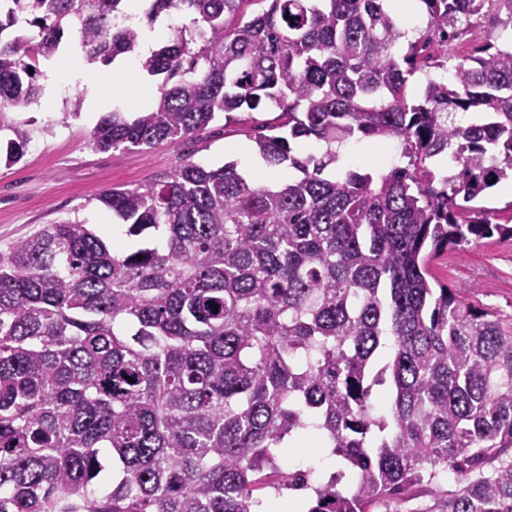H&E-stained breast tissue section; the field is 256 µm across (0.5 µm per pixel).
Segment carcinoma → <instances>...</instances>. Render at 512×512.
I'll list each match as a JSON object with an SVG mask.
<instances>
[{
  "instance_id": "cac0c4a2",
  "label": "carcinoma",
  "mask_w": 512,
  "mask_h": 512,
  "mask_svg": "<svg viewBox=\"0 0 512 512\" xmlns=\"http://www.w3.org/2000/svg\"><path fill=\"white\" fill-rule=\"evenodd\" d=\"M251 2L151 0L148 24L175 10L192 28L143 61L164 76L154 104L112 110L92 141L151 147L273 104L288 132L254 152L295 174L187 162L99 195L147 244L63 221L0 251V512H254L258 491L271 512H405L419 486L411 512H512V335L427 266L512 236L470 205L512 181V45L474 48L414 98L409 78L485 0H416L415 40L393 0ZM128 3L0 0V111L40 96L73 21L88 63L131 52L142 29L112 27ZM12 133L9 164L30 140ZM353 139L395 140L406 164L344 170ZM443 154L461 169L436 190ZM306 442L339 469L284 470Z\"/></svg>"
}]
</instances>
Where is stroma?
<instances>
[{
  "mask_svg": "<svg viewBox=\"0 0 512 512\" xmlns=\"http://www.w3.org/2000/svg\"><path fill=\"white\" fill-rule=\"evenodd\" d=\"M496 13L493 0H486L482 20L464 23L456 52L471 51L487 41L507 42L512 36L492 22ZM62 56L84 74V85L68 94L42 93L21 113H0V157L11 137L10 123L25 120L31 132L19 162L8 166L0 160V249L67 218L84 221L97 233L126 242L124 226L99 202V194L113 187L131 188L172 172L187 158L213 167L236 163L240 172L264 184L285 180V173L253 167L246 153L254 137L279 123L280 112L274 108L240 112L230 121L221 118L199 135L168 140L147 150L95 149L90 135L102 115L88 109L89 82L127 85L129 93L123 103L135 110L140 97L155 87L157 80L138 65L127 72L103 71L98 65L87 64L72 46ZM397 153L393 141L354 140L348 145L346 163L378 176L388 172ZM430 269L466 302L488 311L505 332L512 333V237L496 235L461 249L445 250L433 259Z\"/></svg>",
  "mask_w": 512,
  "mask_h": 512,
  "instance_id": "1",
  "label": "stroma"
}]
</instances>
